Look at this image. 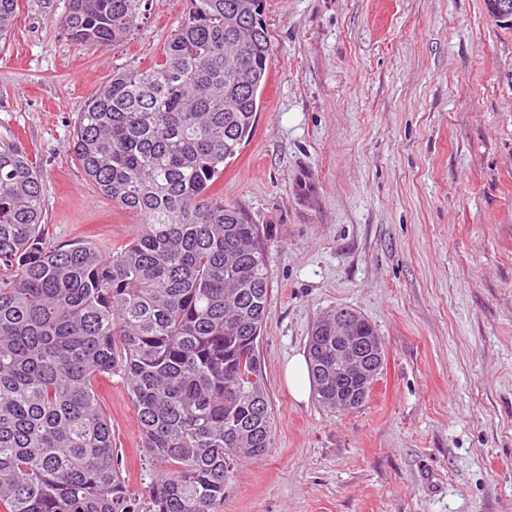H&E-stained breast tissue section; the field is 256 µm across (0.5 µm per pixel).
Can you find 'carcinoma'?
<instances>
[{
	"mask_svg": "<svg viewBox=\"0 0 512 512\" xmlns=\"http://www.w3.org/2000/svg\"><path fill=\"white\" fill-rule=\"evenodd\" d=\"M18 0H0V43ZM145 0H68L62 30L109 46ZM160 58L118 70L78 113L72 154L99 192L141 217L127 244L47 245L45 186L0 138V512H222L246 460L272 448L257 340L270 297L268 227L218 183L255 133L272 44L257 0H189ZM336 311L382 346L372 324ZM336 410V326L307 349ZM120 376L137 409L148 491L130 492L96 384Z\"/></svg>",
	"mask_w": 512,
	"mask_h": 512,
	"instance_id": "1",
	"label": "carcinoma"
}]
</instances>
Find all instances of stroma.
I'll use <instances>...</instances> for the list:
<instances>
[{
  "mask_svg": "<svg viewBox=\"0 0 512 512\" xmlns=\"http://www.w3.org/2000/svg\"><path fill=\"white\" fill-rule=\"evenodd\" d=\"M67 5L18 0L0 135L40 170L49 244L109 249L140 219L72 161L74 124L113 71L162 54L189 2L149 0L110 47L70 41ZM263 5L269 78L220 188L272 233L258 350L275 438L239 466L224 512H512V27L484 0ZM337 306L375 326L385 361L365 404L335 413L295 401L285 369ZM99 393L122 475L145 493L126 384Z\"/></svg>",
  "mask_w": 512,
  "mask_h": 512,
  "instance_id": "1",
  "label": "stroma"
}]
</instances>
